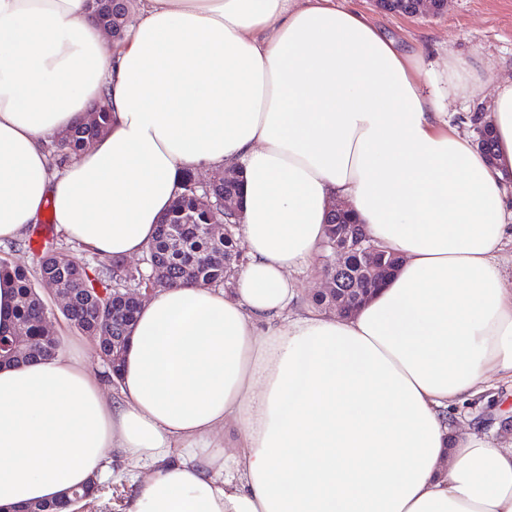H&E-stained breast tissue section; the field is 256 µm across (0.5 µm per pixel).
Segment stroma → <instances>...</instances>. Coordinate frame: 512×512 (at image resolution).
<instances>
[{
	"mask_svg": "<svg viewBox=\"0 0 512 512\" xmlns=\"http://www.w3.org/2000/svg\"><path fill=\"white\" fill-rule=\"evenodd\" d=\"M351 5L408 51L435 59L449 49L462 58L494 66L495 77L512 78V0H448L446 11L438 16L383 13L369 0H351ZM42 298L57 311L49 325L61 339L63 350L82 357L92 373L108 376L94 340L60 316V300L48 292ZM460 416L459 432L475 428L489 437H500L505 429H512V386L499 385L486 401L462 406Z\"/></svg>",
	"mask_w": 512,
	"mask_h": 512,
	"instance_id": "1",
	"label": "stroma"
}]
</instances>
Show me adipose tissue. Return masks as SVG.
<instances>
[{
    "instance_id": "1",
    "label": "adipose tissue",
    "mask_w": 512,
    "mask_h": 512,
    "mask_svg": "<svg viewBox=\"0 0 512 512\" xmlns=\"http://www.w3.org/2000/svg\"><path fill=\"white\" fill-rule=\"evenodd\" d=\"M114 39L87 0H0V242L43 213L143 253L189 168L244 171L228 288H157L113 397L67 351L0 365V512L108 477L123 512H512V448L451 410L512 383V80L488 160L448 120L484 62L404 51L335 0H139ZM66 163L49 145L93 106ZM347 203L397 272L354 316L295 273Z\"/></svg>"
}]
</instances>
